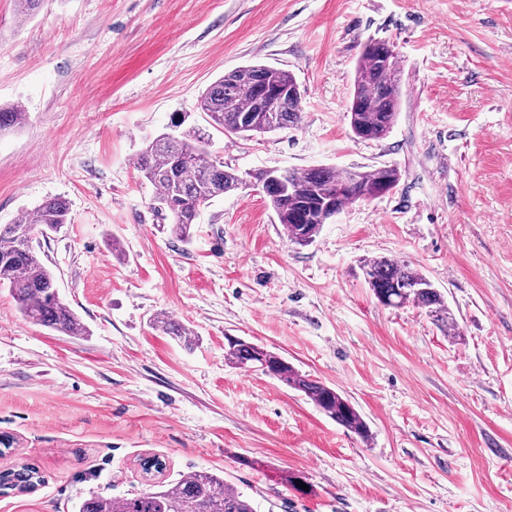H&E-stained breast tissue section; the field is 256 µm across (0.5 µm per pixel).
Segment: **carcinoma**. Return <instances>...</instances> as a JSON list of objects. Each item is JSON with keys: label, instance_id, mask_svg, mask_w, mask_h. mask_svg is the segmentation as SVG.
I'll return each instance as SVG.
<instances>
[{"label": "carcinoma", "instance_id": "1", "mask_svg": "<svg viewBox=\"0 0 512 512\" xmlns=\"http://www.w3.org/2000/svg\"><path fill=\"white\" fill-rule=\"evenodd\" d=\"M402 69L390 45L366 41L355 71L348 105L355 138H386L396 120L401 99ZM280 88L274 111L265 104L268 91ZM303 90L288 71L264 64L241 66L212 82L198 100L211 126L228 137L261 135L291 129L301 122ZM16 107H0V132L24 121ZM135 168L155 189L154 209L168 222L170 233L189 242L201 209L229 191L246 185L238 171L224 166L209 149V140L194 130L180 136L161 134L147 140ZM248 177L261 186L288 241L307 246L331 212L379 198L400 181L392 166L371 171L338 170L330 166L296 170H256ZM69 223V204L62 197L43 200L15 224L0 227V285H7L23 316L32 323L66 336H87L88 327L56 292V276L33 247L35 232H57ZM365 280L377 301L388 307L413 304L444 330L457 336L458 324L444 293L406 261L377 256L362 265ZM155 327L191 345L180 324L159 319ZM224 361L243 371H261L301 393L322 413L362 439L370 429L355 405L336 389L298 370L281 355L242 338L228 342ZM44 483L29 465L0 471V491L29 494ZM79 512H257V507L232 484L208 471H193L148 492L118 500L92 496Z\"/></svg>", "mask_w": 512, "mask_h": 512}]
</instances>
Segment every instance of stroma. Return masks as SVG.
Masks as SVG:
<instances>
[{"label":"stroma","instance_id":"35a3bbf8","mask_svg":"<svg viewBox=\"0 0 512 512\" xmlns=\"http://www.w3.org/2000/svg\"><path fill=\"white\" fill-rule=\"evenodd\" d=\"M403 71L391 133L355 139L346 108L362 43ZM305 88L297 128L224 136L197 102L248 63ZM0 225L48 197L70 222L35 247L90 329L27 320L0 286V470L36 466L0 512H79L208 470L258 512H512V5L504 0H0ZM225 166L396 167L308 246L263 192L216 199L190 242L161 228L134 162L175 114ZM410 261L444 292L460 334L382 306L360 264ZM167 316L192 346L164 334ZM238 336L347 397L362 440L279 381L224 362ZM160 458L162 473L144 474ZM304 477L308 489L286 484Z\"/></svg>","mask_w":512,"mask_h":512}]
</instances>
